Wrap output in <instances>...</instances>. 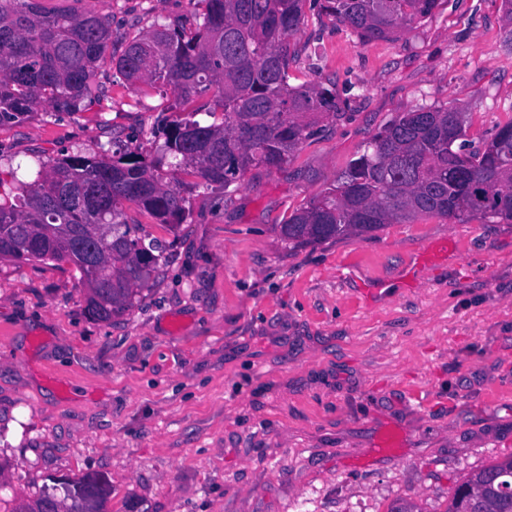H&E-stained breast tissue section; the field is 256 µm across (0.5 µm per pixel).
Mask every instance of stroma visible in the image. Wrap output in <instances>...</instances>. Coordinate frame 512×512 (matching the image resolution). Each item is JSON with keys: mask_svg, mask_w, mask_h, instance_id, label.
<instances>
[{"mask_svg": "<svg viewBox=\"0 0 512 512\" xmlns=\"http://www.w3.org/2000/svg\"><path fill=\"white\" fill-rule=\"evenodd\" d=\"M94 8L112 50L190 0H41ZM290 82L334 84L339 114L280 166L234 185L180 177L174 229L124 219L166 249L125 314L99 321L73 265L0 258V512L101 473L107 512H444L456 485L512 455V224L423 216L292 248L279 226L323 195L390 120L457 106L480 146L512 120L503 0H441L397 40L318 18L291 38ZM106 94L74 114L0 125V166L113 141L159 156L172 99ZM401 445L381 452L379 437Z\"/></svg>", "mask_w": 512, "mask_h": 512, "instance_id": "stroma-1", "label": "stroma"}]
</instances>
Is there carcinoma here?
<instances>
[{
	"label": "carcinoma",
	"mask_w": 512,
	"mask_h": 512,
	"mask_svg": "<svg viewBox=\"0 0 512 512\" xmlns=\"http://www.w3.org/2000/svg\"><path fill=\"white\" fill-rule=\"evenodd\" d=\"M192 17L125 37L112 56V24L93 8L46 12L39 0H0V124L44 106L67 114L100 98L110 62L136 93L163 87L174 100L161 128L175 171L229 188L251 167H278L321 123L336 118V90L293 86L289 38L305 0H191ZM440 0H321V11L362 39L395 40L431 17ZM205 113L209 125L182 114ZM465 112L423 107L379 130L321 198L280 225L293 247L361 235L421 215L466 224L512 223V120L483 146L462 151ZM0 170V257L69 263L88 290V313L122 315L156 270L161 241L123 219L133 203L166 228L186 198L142 155L115 144L112 160L81 153ZM112 495L99 474L67 479L11 512L103 509ZM446 512H512V455L472 473Z\"/></svg>",
	"instance_id": "obj_1"
}]
</instances>
